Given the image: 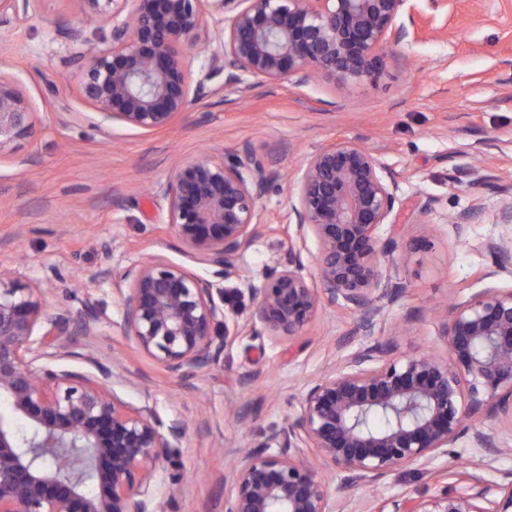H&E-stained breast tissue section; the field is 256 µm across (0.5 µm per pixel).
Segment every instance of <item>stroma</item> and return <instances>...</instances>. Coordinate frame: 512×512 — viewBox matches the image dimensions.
Here are the masks:
<instances>
[{
	"label": "stroma",
	"mask_w": 512,
	"mask_h": 512,
	"mask_svg": "<svg viewBox=\"0 0 512 512\" xmlns=\"http://www.w3.org/2000/svg\"><path fill=\"white\" fill-rule=\"evenodd\" d=\"M426 36L385 61L382 75L343 87L318 75L307 85L282 80L239 93L212 80L207 97L190 103L170 127L142 133L122 126L99 133L76 120L86 105L71 60L80 45L72 29L92 34L74 0H37L36 18L0 14V60L21 85L35 113V132L0 153V271L24 284L43 282L50 312L99 304V333L72 336L71 356L59 369H85V357L114 367L121 399L149 404L166 422L185 424L179 450L182 481L176 505L162 512H224L233 457L294 415L307 381L363 341L355 314L319 311L306 336L246 338L229 343L223 359L196 379L169 375L141 353L122 325V306L104 268L119 271L158 254L208 276L190 261L168 222L159 192L176 165L202 156L229 157L241 148L264 160L282 179L260 202L263 235L238 265L254 283L283 259L280 226L289 211V184L318 147L358 141L394 174L404 209L386 267L408 290L386 308L372 334L398 352H428L447 360L444 307L488 287L512 289V267L494 266L486 243L512 237L501 223L493 184L474 183V156L500 181L512 180V0H412ZM436 198L431 211L419 201ZM479 208L474 223L456 229L451 215ZM433 224L424 237L422 223ZM257 385H247L251 374ZM245 414L238 423L236 414ZM459 440L430 465H407L384 483L349 495L351 512L395 496L432 495L433 473L475 456Z\"/></svg>",
	"instance_id": "stroma-1"
}]
</instances>
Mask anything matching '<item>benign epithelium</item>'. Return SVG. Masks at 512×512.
Listing matches in <instances>:
<instances>
[{
  "instance_id": "obj_1",
  "label": "benign epithelium",
  "mask_w": 512,
  "mask_h": 512,
  "mask_svg": "<svg viewBox=\"0 0 512 512\" xmlns=\"http://www.w3.org/2000/svg\"><path fill=\"white\" fill-rule=\"evenodd\" d=\"M210 2L212 37L204 3ZM86 20L112 6V28L97 32L104 48L77 51L80 93L96 126L145 133L183 118L192 100L224 86L244 92L254 81L307 84L316 74L347 86L376 80L387 57L420 39L408 0H76ZM31 17L34 0H0V12ZM209 50L197 78L185 59ZM34 112L15 79L0 73V151L34 132ZM280 178L248 149L230 162L211 156L180 165L163 186L169 223L184 254L236 278L227 292L161 255L104 280L122 299V327L138 349L166 371L192 378L219 361L230 337L225 306L249 296L235 336L294 339L326 306L360 320L366 343L313 378L298 410L229 471L224 512H344L347 493L375 486L406 464L430 463L458 440L480 458L449 470L451 491L419 500L390 497L372 512H512V471L491 484L480 473L503 449L469 419L512 420V289L485 288L447 309L448 360L399 354L371 337L385 306L407 284L387 277L376 294L385 257L403 210L394 175L361 144L340 139L313 151L292 182L294 200L282 232L285 260L261 285L237 261L262 235L259 202ZM501 216L512 224V183H497ZM318 245L315 282L303 275L307 238ZM496 266L512 264V246L490 242ZM47 291L0 272V395L30 423L20 437L0 419V512H159L157 477L179 467L185 436L179 421L164 424L155 410L132 405L112 388L113 368L92 357L89 369H55L41 360L66 353V336H93L98 304L76 314H52ZM382 416L381 429L365 423ZM339 472L337 484L322 475ZM99 492L86 491L88 484Z\"/></svg>"
}]
</instances>
